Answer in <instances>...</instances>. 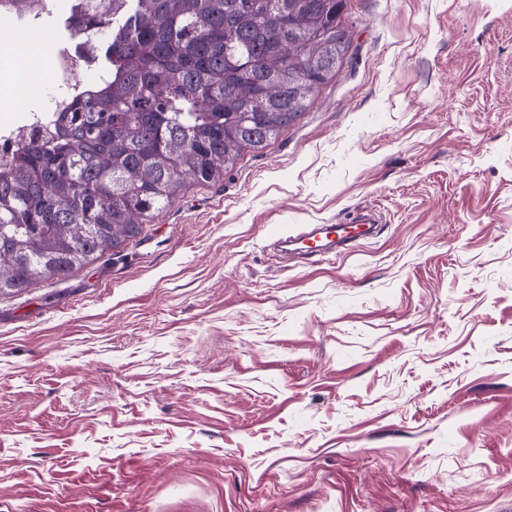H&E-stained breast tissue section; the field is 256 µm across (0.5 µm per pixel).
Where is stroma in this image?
Returning a JSON list of instances; mask_svg holds the SVG:
<instances>
[{
	"label": "stroma",
	"mask_w": 512,
	"mask_h": 512,
	"mask_svg": "<svg viewBox=\"0 0 512 512\" xmlns=\"http://www.w3.org/2000/svg\"><path fill=\"white\" fill-rule=\"evenodd\" d=\"M346 3L299 122L0 295V512H512V0ZM356 224L365 225L359 231H355L352 224H313L304 239H307L308 249L311 251L336 252L345 249L352 239L369 234L375 226V221L361 218Z\"/></svg>",
	"instance_id": "35a3bbf8"
}]
</instances>
